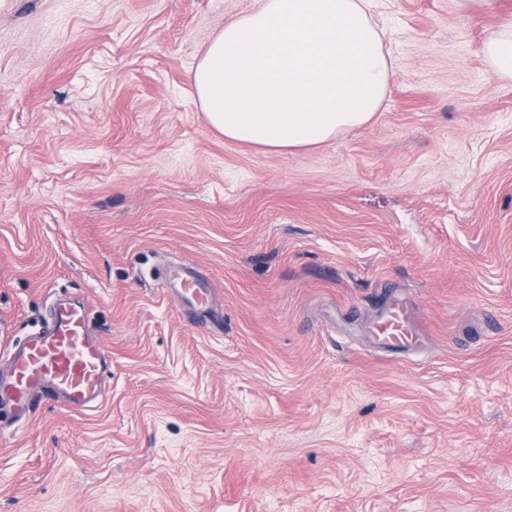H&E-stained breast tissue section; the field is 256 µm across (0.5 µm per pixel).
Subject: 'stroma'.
Wrapping results in <instances>:
<instances>
[{
    "instance_id": "35a3bbf8",
    "label": "stroma",
    "mask_w": 512,
    "mask_h": 512,
    "mask_svg": "<svg viewBox=\"0 0 512 512\" xmlns=\"http://www.w3.org/2000/svg\"><path fill=\"white\" fill-rule=\"evenodd\" d=\"M250 4L0 0V369L61 298L112 359L0 420V512H512V0H369L385 99L293 152L194 95ZM395 297L419 348L372 341ZM492 72L512 79V24H503L491 31L481 46Z\"/></svg>"
}]
</instances>
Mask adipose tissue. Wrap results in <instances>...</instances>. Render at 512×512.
<instances>
[{
    "label": "adipose tissue",
    "instance_id": "1",
    "mask_svg": "<svg viewBox=\"0 0 512 512\" xmlns=\"http://www.w3.org/2000/svg\"><path fill=\"white\" fill-rule=\"evenodd\" d=\"M365 0H255L207 45L192 71L208 125L226 140L307 149L366 125L392 69ZM512 79V24L481 46Z\"/></svg>",
    "mask_w": 512,
    "mask_h": 512
}]
</instances>
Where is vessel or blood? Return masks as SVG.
Listing matches in <instances>:
<instances>
[{
    "label": "vessel or blood",
    "instance_id": "b4317fda",
    "mask_svg": "<svg viewBox=\"0 0 512 512\" xmlns=\"http://www.w3.org/2000/svg\"><path fill=\"white\" fill-rule=\"evenodd\" d=\"M373 335L386 349L421 341L407 305L398 299L389 302ZM107 367L105 347L91 335L79 303L59 301L47 332L27 341L13 356L8 377L0 380V407H9L22 420L35 418L46 401L94 407L102 397Z\"/></svg>",
    "mask_w": 512,
    "mask_h": 512
}]
</instances>
